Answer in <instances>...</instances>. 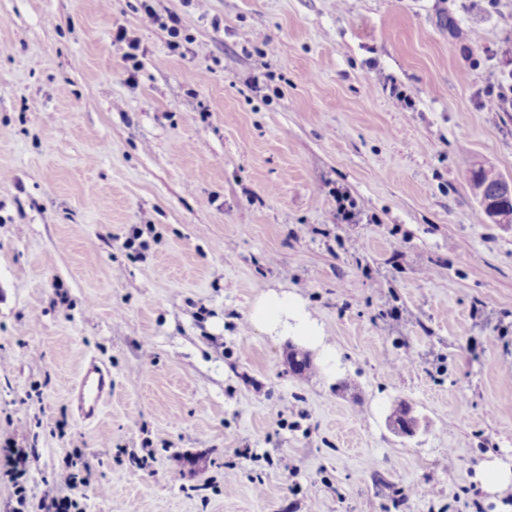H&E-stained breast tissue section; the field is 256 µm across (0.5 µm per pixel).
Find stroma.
Masks as SVG:
<instances>
[{
    "label": "stroma",
    "mask_w": 512,
    "mask_h": 512,
    "mask_svg": "<svg viewBox=\"0 0 512 512\" xmlns=\"http://www.w3.org/2000/svg\"><path fill=\"white\" fill-rule=\"evenodd\" d=\"M511 70L512 0H0V445L36 448L29 494L78 450L84 512H512L483 479L512 469V224L469 181L512 180V108L483 107ZM273 292L317 341L251 323ZM68 394L82 422L92 423L112 398V372L102 362L86 363L69 387ZM393 430L402 436H413L420 426L419 418L412 409L406 406L399 407L389 418Z\"/></svg>",
    "instance_id": "1"
}]
</instances>
